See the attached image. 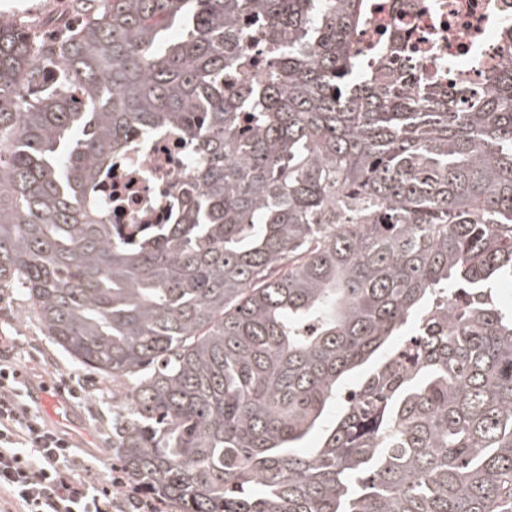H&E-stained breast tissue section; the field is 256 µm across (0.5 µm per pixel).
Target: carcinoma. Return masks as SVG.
<instances>
[{
    "label": "carcinoma",
    "mask_w": 512,
    "mask_h": 512,
    "mask_svg": "<svg viewBox=\"0 0 512 512\" xmlns=\"http://www.w3.org/2000/svg\"><path fill=\"white\" fill-rule=\"evenodd\" d=\"M369 7L73 0L46 47L0 22V289L116 383L153 512L512 503V67L428 86L398 34L371 73ZM257 32L267 77L224 92ZM168 126L179 221L109 223L100 171Z\"/></svg>",
    "instance_id": "obj_1"
}]
</instances>
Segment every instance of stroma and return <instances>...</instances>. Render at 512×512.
I'll list each match as a JSON object with an SVG mask.
<instances>
[{
	"instance_id": "35a3bbf8",
	"label": "stroma",
	"mask_w": 512,
	"mask_h": 512,
	"mask_svg": "<svg viewBox=\"0 0 512 512\" xmlns=\"http://www.w3.org/2000/svg\"><path fill=\"white\" fill-rule=\"evenodd\" d=\"M7 17L23 30L42 34L73 19L72 0H0V17ZM0 339L10 346L13 363L21 367L32 392L43 383L70 382L81 388L80 398L68 399V422H59L54 411L41 408L50 425L80 446L93 463L74 473L76 480L98 487L109 486L112 469L120 462L112 445V386L93 371L76 365L44 335L38 318L30 311L22 290L0 293Z\"/></svg>"
}]
</instances>
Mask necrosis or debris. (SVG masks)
Listing matches in <instances>:
<instances>
[{
    "label": "necrosis or debris",
    "instance_id": "1",
    "mask_svg": "<svg viewBox=\"0 0 512 512\" xmlns=\"http://www.w3.org/2000/svg\"><path fill=\"white\" fill-rule=\"evenodd\" d=\"M512 0H373L356 48L370 61L394 34L409 36V59L432 85L479 89L512 63ZM190 142L165 128L131 138L102 172L99 199L114 224H171L180 202L176 186L194 165Z\"/></svg>",
    "mask_w": 512,
    "mask_h": 512
}]
</instances>
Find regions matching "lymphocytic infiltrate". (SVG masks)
<instances>
[{"mask_svg": "<svg viewBox=\"0 0 512 512\" xmlns=\"http://www.w3.org/2000/svg\"><path fill=\"white\" fill-rule=\"evenodd\" d=\"M80 449L38 414L21 372L0 362V496L17 512H112V497L72 481Z\"/></svg>", "mask_w": 512, "mask_h": 512, "instance_id": "obj_1", "label": "lymphocytic infiltrate"}]
</instances>
